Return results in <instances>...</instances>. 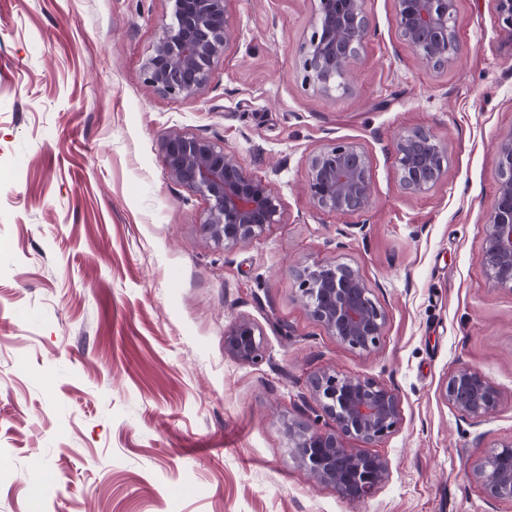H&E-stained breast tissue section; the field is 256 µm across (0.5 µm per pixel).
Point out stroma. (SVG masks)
I'll return each instance as SVG.
<instances>
[{"label": "stroma", "mask_w": 512, "mask_h": 512, "mask_svg": "<svg viewBox=\"0 0 512 512\" xmlns=\"http://www.w3.org/2000/svg\"><path fill=\"white\" fill-rule=\"evenodd\" d=\"M463 50L422 67L393 0L353 92L305 85L314 0H228L235 37L196 100L154 94L142 65L167 0H0V512H512L467 473L512 440V291L483 270L495 144L512 130V45L494 0H458ZM223 143L284 200L281 223L224 249L203 197L171 181L161 139ZM427 129L448 177L400 187L392 142ZM336 139L369 155L374 204L316 210L310 154ZM350 224L364 235L337 249ZM357 266L387 311L377 350L338 344L297 301L292 268ZM238 320L261 361L224 350ZM501 391L474 425L441 395L459 366ZM394 388L399 429L369 453L390 477L363 501L309 480L288 422L311 413L318 371Z\"/></svg>", "instance_id": "obj_1"}]
</instances>
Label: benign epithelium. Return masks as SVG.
Instances as JSON below:
<instances>
[{
    "label": "benign epithelium",
    "mask_w": 512,
    "mask_h": 512,
    "mask_svg": "<svg viewBox=\"0 0 512 512\" xmlns=\"http://www.w3.org/2000/svg\"><path fill=\"white\" fill-rule=\"evenodd\" d=\"M170 21L142 67L144 82L172 99H199L209 87L214 65L234 32L227 0H167ZM457 0H394L401 37L424 66L443 71L462 53L456 31ZM502 39L512 44V0H495ZM371 33L366 0H317L311 33L301 46L305 83L323 96L354 89L356 66ZM169 178L206 198L199 224L207 238L225 249L261 236L281 223L284 203L269 182L246 171L224 145L173 128L161 140ZM399 182L408 194H425L448 177V145L429 130L414 129L393 142ZM498 187L485 216L484 267L489 283L512 291V129L496 144ZM306 190L320 211L363 214L373 204L369 156L352 140L330 141L307 159ZM297 299L308 315L338 343L361 355L380 345L386 309L359 268L338 257L293 270ZM263 333L240 320L224 336L234 358L254 363L262 357ZM315 412L335 423L320 431L308 419L288 423L294 461L310 477L348 500L373 496L388 480V461L353 443L371 445L396 432L402 422L398 393L371 377L324 370L309 384ZM444 400L478 424L501 404L496 385L464 365L442 384ZM469 476L492 501H512V441L488 449Z\"/></svg>",
    "instance_id": "1"
}]
</instances>
